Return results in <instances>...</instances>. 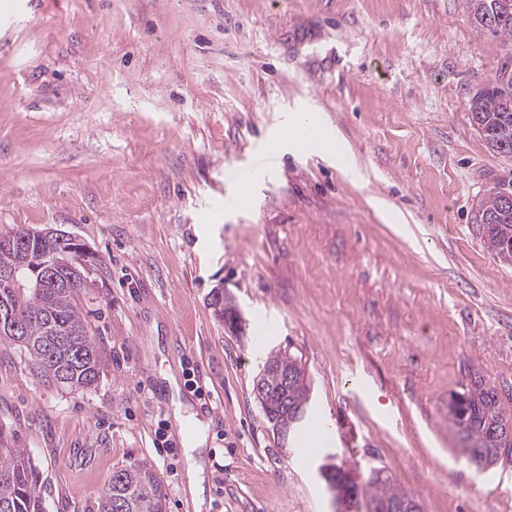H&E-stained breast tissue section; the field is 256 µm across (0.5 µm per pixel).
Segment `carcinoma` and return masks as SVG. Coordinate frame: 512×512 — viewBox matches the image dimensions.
I'll use <instances>...</instances> for the list:
<instances>
[{"label":"carcinoma","instance_id":"carcinoma-1","mask_svg":"<svg viewBox=\"0 0 512 512\" xmlns=\"http://www.w3.org/2000/svg\"><path fill=\"white\" fill-rule=\"evenodd\" d=\"M476 29L512 38V0H464ZM471 121L495 152L512 155V71L503 67L495 84L475 93L470 101ZM474 223L484 245L501 262L512 263V181H497L477 203ZM32 228L19 225L0 234V264L17 269V284L5 299L20 325L16 332L0 330V343L24 348L40 373L53 382L78 389L94 385L104 368V350L88 335L74 295L87 287L88 272L67 287L41 288L35 269L52 262L61 269L82 267L84 254L65 241L40 240ZM263 377L254 385L255 398L273 430L288 415L289 442L300 447L312 415L310 387L300 360L292 354H270ZM448 420L464 444L471 464L488 466L512 450V418L505 416L496 389L474 381L448 401ZM366 512L390 504L420 508L381 471L373 470L361 491ZM0 512H39V488L31 460L20 449L0 461ZM99 512H167L166 495L154 470L131 465L112 473L100 497Z\"/></svg>","mask_w":512,"mask_h":512}]
</instances>
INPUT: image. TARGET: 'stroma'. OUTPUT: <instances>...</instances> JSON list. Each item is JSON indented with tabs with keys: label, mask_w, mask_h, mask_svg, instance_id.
<instances>
[{
	"label": "stroma",
	"mask_w": 512,
	"mask_h": 512,
	"mask_svg": "<svg viewBox=\"0 0 512 512\" xmlns=\"http://www.w3.org/2000/svg\"><path fill=\"white\" fill-rule=\"evenodd\" d=\"M0 0V232L52 227L100 260L75 295L107 364L88 389L0 344V458L28 452L41 512H98L113 471L150 465L167 512H356L329 453L422 512H512V454L470 465L448 398L470 377L512 416V266L472 217L512 179L470 99L512 63L462 0ZM313 110L350 148L280 152L234 205L227 164ZM236 305L237 330L211 292ZM300 359L314 461L253 385ZM182 421H175V414ZM200 426L205 443L156 448ZM204 491H186L190 461Z\"/></svg>",
	"instance_id": "obj_1"
}]
</instances>
